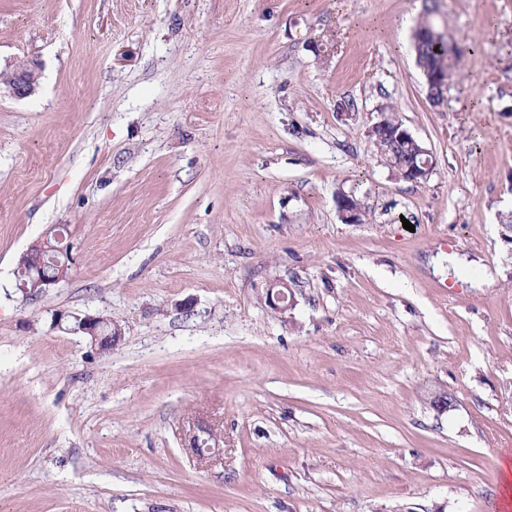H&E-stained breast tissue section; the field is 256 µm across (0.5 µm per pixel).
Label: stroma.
Masks as SVG:
<instances>
[{"mask_svg":"<svg viewBox=\"0 0 512 512\" xmlns=\"http://www.w3.org/2000/svg\"><path fill=\"white\" fill-rule=\"evenodd\" d=\"M427 11L462 51L438 104ZM27 62L37 92L0 94V512H492L512 0H0V73ZM387 105L424 182L367 134ZM56 225L77 261L23 296L16 262ZM61 313L124 337L98 353Z\"/></svg>","mask_w":512,"mask_h":512,"instance_id":"stroma-1","label":"stroma"}]
</instances>
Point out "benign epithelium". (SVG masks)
Returning <instances> with one entry per match:
<instances>
[{"mask_svg":"<svg viewBox=\"0 0 512 512\" xmlns=\"http://www.w3.org/2000/svg\"><path fill=\"white\" fill-rule=\"evenodd\" d=\"M447 40L448 56L458 51L457 44L445 30L431 27L419 28L414 32V40L422 45L434 39ZM429 96L440 101L438 94L447 87L444 72L438 69L423 71ZM40 72L36 65H22L16 67L0 83L7 86L10 93L19 99L28 98L38 89ZM369 135L386 144L394 159V168L397 175L415 183L424 182L432 171L431 155L428 148L415 137L403 124L391 125L386 118H381L372 125ZM336 207L342 221L347 224L360 223L361 209L355 199L346 194L336 197ZM66 227L58 226L50 231L44 238L34 242L18 260L19 268L27 271L29 279L18 283L17 288L26 296H37L50 288L56 287L64 281L71 270L66 250L59 246L65 239ZM269 306L277 311L288 309V293L282 289L267 291ZM58 328L71 334H80L89 340L97 351L108 353L115 348L124 336L122 326L106 314L75 316L73 321L65 320V315L57 317ZM215 439L211 427L203 424L188 436V446L193 448L197 456H204V449L212 448L209 441Z\"/></svg>","mask_w":512,"mask_h":512,"instance_id":"7a95c632","label":"benign epithelium"}]
</instances>
